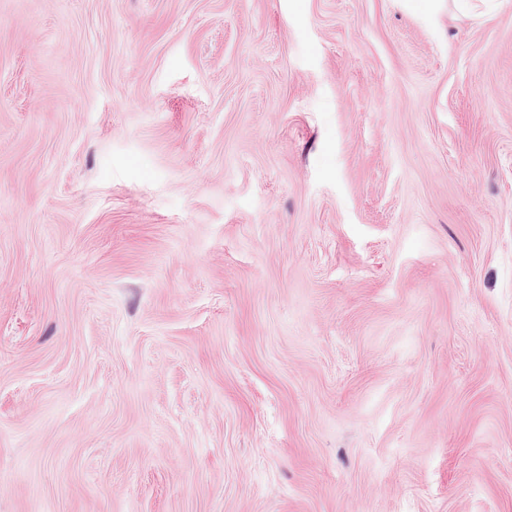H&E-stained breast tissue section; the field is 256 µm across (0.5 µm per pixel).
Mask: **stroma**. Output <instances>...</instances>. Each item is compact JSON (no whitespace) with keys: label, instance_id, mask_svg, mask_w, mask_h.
Here are the masks:
<instances>
[{"label":"stroma","instance_id":"stroma-1","mask_svg":"<svg viewBox=\"0 0 512 512\" xmlns=\"http://www.w3.org/2000/svg\"><path fill=\"white\" fill-rule=\"evenodd\" d=\"M0 512H512V0H0Z\"/></svg>","mask_w":512,"mask_h":512}]
</instances>
